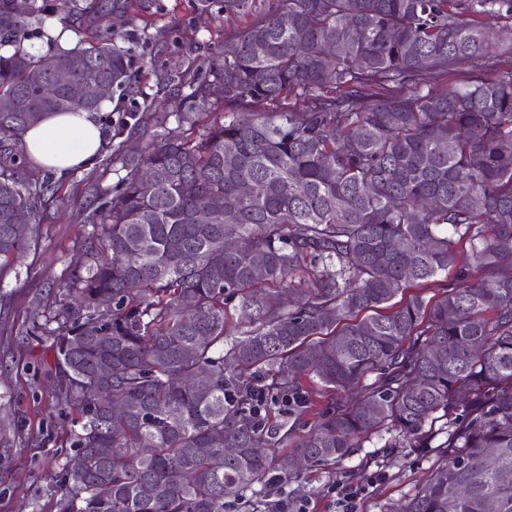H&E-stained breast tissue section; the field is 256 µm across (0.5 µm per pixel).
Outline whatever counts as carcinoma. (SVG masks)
<instances>
[{
    "label": "carcinoma",
    "instance_id": "cac0c4a2",
    "mask_svg": "<svg viewBox=\"0 0 512 512\" xmlns=\"http://www.w3.org/2000/svg\"><path fill=\"white\" fill-rule=\"evenodd\" d=\"M253 2L224 0L243 26L186 95L190 134L124 155L87 216L107 256L85 251L52 331L80 415L57 512H225L288 484L294 457L374 438L446 459L389 512H512V0ZM72 10L101 34L39 55L44 5L0 0V280L58 191L25 131L105 99L38 90L65 68L115 91L134 66L99 0ZM213 103L224 120L198 124ZM202 199L221 201L207 224ZM312 389L330 396L315 413ZM285 403L312 414L293 443L269 415Z\"/></svg>",
    "mask_w": 512,
    "mask_h": 512
}]
</instances>
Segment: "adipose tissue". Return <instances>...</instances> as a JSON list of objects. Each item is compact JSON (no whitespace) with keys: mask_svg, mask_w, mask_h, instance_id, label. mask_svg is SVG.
Instances as JSON below:
<instances>
[{"mask_svg":"<svg viewBox=\"0 0 512 512\" xmlns=\"http://www.w3.org/2000/svg\"><path fill=\"white\" fill-rule=\"evenodd\" d=\"M102 140V129L93 113H52L27 130L24 148L37 168L63 175L91 167Z\"/></svg>","mask_w":512,"mask_h":512,"instance_id":"1","label":"adipose tissue"}]
</instances>
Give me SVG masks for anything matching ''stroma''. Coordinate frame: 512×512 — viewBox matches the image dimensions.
I'll list each match as a JSON object with an SVG mask.
<instances>
[{
	"mask_svg": "<svg viewBox=\"0 0 512 512\" xmlns=\"http://www.w3.org/2000/svg\"><path fill=\"white\" fill-rule=\"evenodd\" d=\"M100 3L112 15L117 46L135 57L131 90L115 93L111 109L96 112L105 133L102 160L62 177L61 198L49 208L36 245L15 273L0 280V512H56L58 474L72 453L78 412L57 403L50 332L69 303L65 286L75 274L81 246L96 237L85 221V205L124 176L116 153L120 143L146 145L125 120L160 104L170 115L168 131L180 133L176 115L191 82L200 79L225 37L241 25L225 13L221 0L205 11L193 0H135L130 8L112 0ZM175 72L180 82H170ZM443 462L430 449L386 448L374 441L336 465L302 473L287 492L290 499L311 501L314 512H339L336 483L361 485L366 492L357 512H385L411 497Z\"/></svg>",
	"mask_w": 512,
	"mask_h": 512,
	"instance_id": "35a3bbf8",
	"label": "stroma"
}]
</instances>
